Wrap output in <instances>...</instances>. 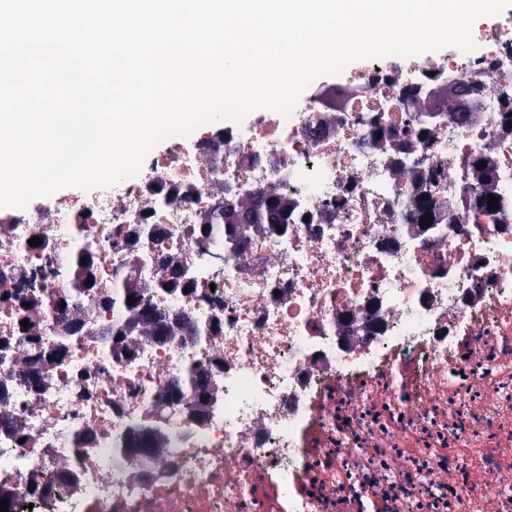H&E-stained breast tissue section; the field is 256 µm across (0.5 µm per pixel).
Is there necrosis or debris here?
Instances as JSON below:
<instances>
[{"mask_svg": "<svg viewBox=\"0 0 512 512\" xmlns=\"http://www.w3.org/2000/svg\"><path fill=\"white\" fill-rule=\"evenodd\" d=\"M477 40L365 60L342 110L201 124L136 176L0 225L7 512H512V21ZM448 83L470 111L427 121ZM477 160L491 211L461 193ZM228 199L287 203V224L225 247L202 226ZM167 263L187 274L164 288ZM118 281L192 338L129 335L115 356ZM190 366L216 399L171 413ZM146 425L160 453L131 450Z\"/></svg>", "mask_w": 512, "mask_h": 512, "instance_id": "obj_1", "label": "necrosis or debris"}]
</instances>
